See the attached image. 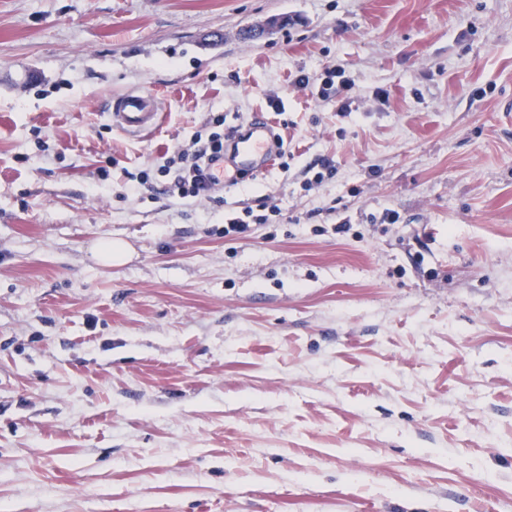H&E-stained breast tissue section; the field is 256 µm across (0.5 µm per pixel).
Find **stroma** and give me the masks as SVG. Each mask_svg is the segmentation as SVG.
<instances>
[{
    "mask_svg": "<svg viewBox=\"0 0 512 512\" xmlns=\"http://www.w3.org/2000/svg\"><path fill=\"white\" fill-rule=\"evenodd\" d=\"M333 64L345 118L292 87ZM271 96L290 171L223 194L282 223L127 190ZM509 102L512 0H0V504L512 512ZM159 103L147 89L130 90L112 99L113 123L123 132L139 135L154 129L159 122ZM309 173H312L307 182L309 185H321L332 180L336 176V160L333 157L319 155L310 162L307 170V174Z\"/></svg>",
    "mask_w": 512,
    "mask_h": 512,
    "instance_id": "35a3bbf8",
    "label": "stroma"
}]
</instances>
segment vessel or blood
<instances>
[{
	"instance_id": "obj_1",
	"label": "vessel or blood",
	"mask_w": 512,
	"mask_h": 512,
	"mask_svg": "<svg viewBox=\"0 0 512 512\" xmlns=\"http://www.w3.org/2000/svg\"><path fill=\"white\" fill-rule=\"evenodd\" d=\"M112 121L123 132L138 135L154 129L160 118L159 103L147 89L126 92L112 100ZM232 154L228 166H215L214 175L220 184H230L232 177L268 172L274 150L273 131L262 115L248 120L243 131L230 142Z\"/></svg>"
}]
</instances>
